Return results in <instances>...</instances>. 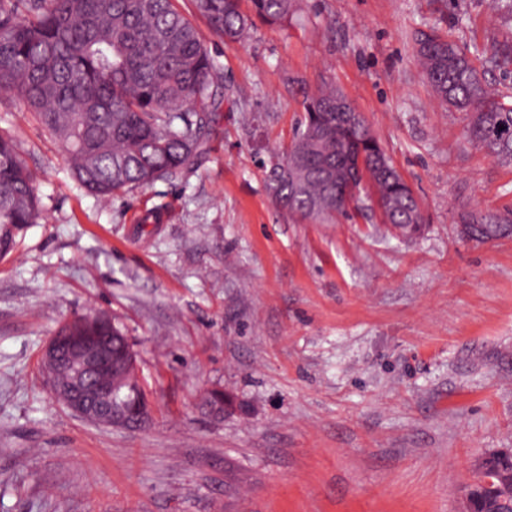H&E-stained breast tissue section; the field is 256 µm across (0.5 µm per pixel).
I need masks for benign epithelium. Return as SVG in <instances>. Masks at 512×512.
I'll return each instance as SVG.
<instances>
[{
    "instance_id": "obj_1",
    "label": "benign epithelium",
    "mask_w": 512,
    "mask_h": 512,
    "mask_svg": "<svg viewBox=\"0 0 512 512\" xmlns=\"http://www.w3.org/2000/svg\"><path fill=\"white\" fill-rule=\"evenodd\" d=\"M336 118L349 125L362 120L343 96L336 97ZM99 316L92 326L79 317L70 319L66 331L47 342L41 360L51 382L55 400L77 416L96 425L119 429L145 426L151 417V404L146 393H141L131 404H117L112 398V376H139L136 353L128 345L120 352L104 345L97 336L98 329L109 324ZM64 371L65 380L57 373ZM512 461V448H496L482 457L477 467L483 468L498 461Z\"/></svg>"
}]
</instances>
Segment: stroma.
Returning a JSON list of instances; mask_svg holds the SVG:
<instances>
[{
    "label": "stroma",
    "mask_w": 512,
    "mask_h": 512,
    "mask_svg": "<svg viewBox=\"0 0 512 512\" xmlns=\"http://www.w3.org/2000/svg\"><path fill=\"white\" fill-rule=\"evenodd\" d=\"M197 24L224 71L210 151L187 180L104 202L18 104L0 129L38 174L42 218L0 260V512H458L480 457L512 448V236L458 235V211L512 208V161L431 94L413 36L472 54L512 38L492 0H297L244 43ZM338 87L427 218L301 221L261 162L302 116L294 81ZM162 221L141 223L153 207ZM112 316L152 416L135 430L54 401L44 346ZM233 399L224 415L208 390Z\"/></svg>",
    "instance_id": "1"
}]
</instances>
